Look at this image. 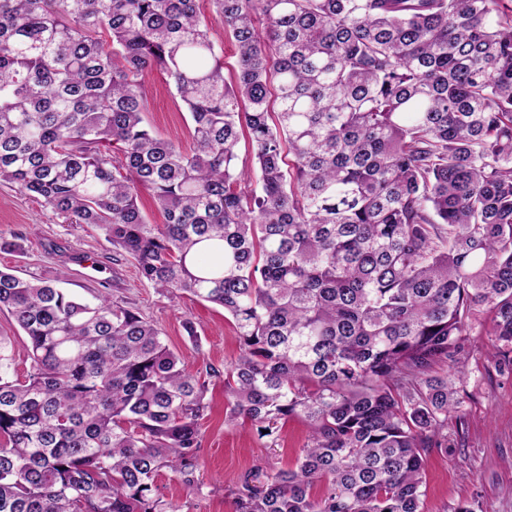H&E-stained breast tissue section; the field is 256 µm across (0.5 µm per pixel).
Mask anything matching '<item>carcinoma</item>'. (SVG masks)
Returning <instances> with one entry per match:
<instances>
[{"mask_svg":"<svg viewBox=\"0 0 512 512\" xmlns=\"http://www.w3.org/2000/svg\"><path fill=\"white\" fill-rule=\"evenodd\" d=\"M152 67L190 151L145 121ZM1 181L224 308L226 423L306 421L237 512H422L471 337L512 373L508 0H0ZM62 282L0 269L30 359L21 380L0 338V512H176L154 483L198 486L206 382L136 309Z\"/></svg>","mask_w":512,"mask_h":512,"instance_id":"cac0c4a2","label":"carcinoma"}]
</instances>
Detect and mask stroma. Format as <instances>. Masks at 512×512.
I'll return each mask as SVG.
<instances>
[{"label":"stroma","mask_w":512,"mask_h":512,"mask_svg":"<svg viewBox=\"0 0 512 512\" xmlns=\"http://www.w3.org/2000/svg\"><path fill=\"white\" fill-rule=\"evenodd\" d=\"M149 100L145 120L162 137L182 147L192 143L189 115L163 75L144 72ZM0 237L21 238L19 252H0V267L23 278L51 280L65 275L71 294L91 299L98 293L121 299L155 322L186 369L205 375L223 369L239 353V343L222 307L183 294L171 301L147 283L134 261L113 249L104 234L87 224H70L49 207L0 183ZM194 334H187L185 322ZM488 339L472 342L462 365L466 393L462 420H449L448 446L429 452L423 512H512V376L495 369ZM210 405L203 426L199 488L182 484L169 470L156 478L157 494L176 512H236L234 490L247 472L294 467L308 442L309 429L298 418L278 438L259 437L251 427L224 422V379L206 377Z\"/></svg>","instance_id":"35a3bbf8"}]
</instances>
